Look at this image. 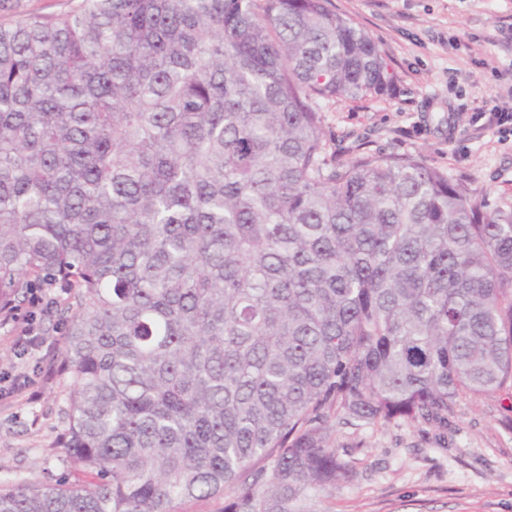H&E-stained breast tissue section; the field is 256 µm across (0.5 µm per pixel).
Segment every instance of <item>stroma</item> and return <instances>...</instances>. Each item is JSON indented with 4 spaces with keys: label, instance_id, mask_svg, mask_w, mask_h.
<instances>
[{
    "label": "stroma",
    "instance_id": "obj_1",
    "mask_svg": "<svg viewBox=\"0 0 512 512\" xmlns=\"http://www.w3.org/2000/svg\"><path fill=\"white\" fill-rule=\"evenodd\" d=\"M81 0H9L0 24L57 16ZM379 45L391 89L322 105L329 150L408 154L462 179L488 209H512V135L477 129L473 116L494 92L512 87V0H332ZM65 296L35 308L42 347L15 346L14 321H0V482H54L65 465L54 441L72 388L57 369ZM31 386L12 391L16 378ZM331 438L354 463L351 478L311 512H512V389L459 396L447 430L398 421L333 424Z\"/></svg>",
    "mask_w": 512,
    "mask_h": 512
}]
</instances>
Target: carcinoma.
Here are the masks:
<instances>
[{
  "label": "carcinoma",
  "mask_w": 512,
  "mask_h": 512,
  "mask_svg": "<svg viewBox=\"0 0 512 512\" xmlns=\"http://www.w3.org/2000/svg\"><path fill=\"white\" fill-rule=\"evenodd\" d=\"M330 0H82L0 24V317L69 300L54 447L88 486L0 512H309L331 423L448 428L512 386V210L411 156L327 151L384 94Z\"/></svg>",
  "instance_id": "cac0c4a2"
}]
</instances>
